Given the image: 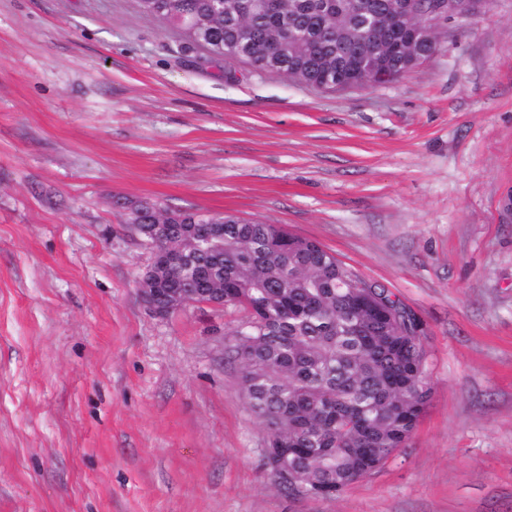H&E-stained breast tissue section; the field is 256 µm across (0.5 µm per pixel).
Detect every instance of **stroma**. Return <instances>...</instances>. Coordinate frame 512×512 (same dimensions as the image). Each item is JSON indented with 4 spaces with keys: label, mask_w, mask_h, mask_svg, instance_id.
I'll use <instances>...</instances> for the list:
<instances>
[{
    "label": "stroma",
    "mask_w": 512,
    "mask_h": 512,
    "mask_svg": "<svg viewBox=\"0 0 512 512\" xmlns=\"http://www.w3.org/2000/svg\"><path fill=\"white\" fill-rule=\"evenodd\" d=\"M343 92L136 0H0V512H512V0ZM281 224L424 324L430 403L331 499L276 486L224 334L165 316L116 198Z\"/></svg>",
    "instance_id": "35a3bbf8"
}]
</instances>
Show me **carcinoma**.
I'll use <instances>...</instances> for the list:
<instances>
[{
	"label": "carcinoma",
	"instance_id": "carcinoma-1",
	"mask_svg": "<svg viewBox=\"0 0 512 512\" xmlns=\"http://www.w3.org/2000/svg\"><path fill=\"white\" fill-rule=\"evenodd\" d=\"M224 2L137 0L142 14L173 27L198 19L186 40L218 55L240 38L262 61L275 54L279 31L292 30L293 59L276 61L288 77L300 70L312 79L324 58L336 62L326 28L355 36L340 8L346 0H235V25ZM158 209L193 261L170 268L156 287L176 283L198 302L222 300L246 313L225 334L224 360L238 367L247 406L269 430L266 467L275 484L306 497L321 484L339 493L405 447L431 397L423 323L409 308L317 242L288 239L281 226L212 214L224 236L206 241L193 213ZM370 290L385 313L353 311Z\"/></svg>",
	"mask_w": 512,
	"mask_h": 512
}]
</instances>
